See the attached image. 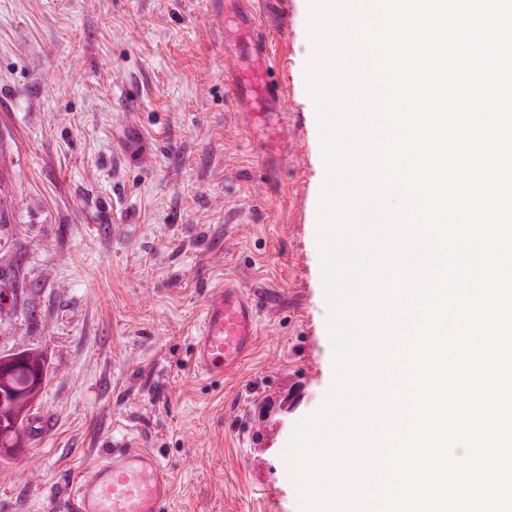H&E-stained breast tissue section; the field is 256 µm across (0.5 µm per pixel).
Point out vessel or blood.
I'll use <instances>...</instances> for the list:
<instances>
[{
  "label": "vessel or blood",
  "mask_w": 512,
  "mask_h": 512,
  "mask_svg": "<svg viewBox=\"0 0 512 512\" xmlns=\"http://www.w3.org/2000/svg\"><path fill=\"white\" fill-rule=\"evenodd\" d=\"M262 67L231 66L225 84L231 97L260 90L282 97L285 84L271 82L265 63L271 55L263 40L250 44ZM261 305L254 293L225 285L208 299L198 324L193 366L208 378L237 370L253 351L259 334ZM172 494V478L160 458L147 450L125 445L118 453L100 457L53 505L54 512H165Z\"/></svg>",
  "instance_id": "1"
}]
</instances>
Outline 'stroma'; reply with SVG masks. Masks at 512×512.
Returning a JSON list of instances; mask_svg holds the SVG:
<instances>
[{
	"mask_svg": "<svg viewBox=\"0 0 512 512\" xmlns=\"http://www.w3.org/2000/svg\"><path fill=\"white\" fill-rule=\"evenodd\" d=\"M285 103L229 98L238 0H0V356L36 348L41 440L0 450V512H51L114 444L168 465L167 512H300L281 456L334 353L308 0H251ZM270 299L254 352L197 376L209 291Z\"/></svg>",
	"mask_w": 512,
	"mask_h": 512,
	"instance_id": "35a3bbf8",
	"label": "stroma"
}]
</instances>
